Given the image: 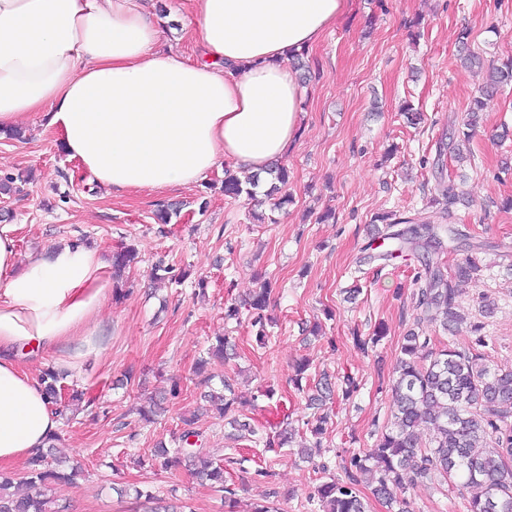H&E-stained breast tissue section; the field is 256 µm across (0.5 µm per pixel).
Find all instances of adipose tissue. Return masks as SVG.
Wrapping results in <instances>:
<instances>
[{
  "label": "adipose tissue",
  "instance_id": "adipose-tissue-1",
  "mask_svg": "<svg viewBox=\"0 0 512 512\" xmlns=\"http://www.w3.org/2000/svg\"><path fill=\"white\" fill-rule=\"evenodd\" d=\"M346 0H192L189 56L162 48L140 0H0V130L43 118L112 191H172L227 165L264 171L302 119L289 68ZM112 261L60 244L19 265L0 228V463L47 447L58 427L19 348L50 352L96 333Z\"/></svg>",
  "mask_w": 512,
  "mask_h": 512
}]
</instances>
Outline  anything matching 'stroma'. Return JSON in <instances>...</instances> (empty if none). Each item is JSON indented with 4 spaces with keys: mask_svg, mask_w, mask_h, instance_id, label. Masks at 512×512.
<instances>
[{
    "mask_svg": "<svg viewBox=\"0 0 512 512\" xmlns=\"http://www.w3.org/2000/svg\"><path fill=\"white\" fill-rule=\"evenodd\" d=\"M187 0H143L158 21L164 45L188 50L182 15L174 6ZM469 29V48L483 60L512 56V0H347L345 12L307 54L309 72L304 122L283 158L292 201L279 211L269 205V222L254 219L246 198L225 197L223 168L178 191L112 194L78 160L64 152L59 135L42 121L29 122L22 138L0 134V178L30 174L19 191L0 195V221L17 242L18 259L56 244L79 241L107 252L124 244L138 250L126 273L128 295L105 309L92 346L83 348L71 368L94 406L60 422L57 453L80 458L89 478L80 488L59 483L52 495L68 512H137L128 487L167 493L176 489L193 512H225L220 496L183 467H150L158 442H171L182 418L196 416L203 448L228 457L236 442L232 428L213 414H197L202 387L195 364L215 337H232L238 356L212 363L209 373L228 378L250 397L271 389L273 399L251 415L266 429L283 418L317 416L292 381L300 359L311 363L312 378L342 385L353 377L357 391L337 400L323 438L321 457L332 476L344 478V461L372 445L374 425H386L393 406L389 377L410 330L434 335L435 326L417 319L414 277L420 269L409 253L363 265L381 243L373 218L396 213L419 222L460 218L470 246L442 255L443 271L474 255L481 266L477 283L463 286L457 308L465 321L453 346L486 338L483 362L512 368V85L486 96L482 122L464 162L440 153L451 128L460 126L483 72H465L458 59L459 33ZM411 104L421 114L410 124L402 112ZM453 177L462 197L452 213L434 201L435 186ZM207 196L206 212L197 199ZM169 205L178 214L160 224L155 212ZM165 261L184 282L155 281L152 265ZM273 284L269 313L276 325L258 344L248 312L224 317L231 300L248 296L262 279ZM359 287L354 300L345 291ZM492 313H484V304ZM386 335L371 350L354 336ZM136 379L115 388L125 371ZM179 381L181 395L167 404L157 423L140 419L150 397ZM244 469L225 467L224 478L237 491L238 512H250L272 490L287 492L279 512H309V496L323 480L313 464L293 454L272 457L251 449ZM267 468L264 477L257 468ZM409 512H467L466 491L443 495L438 480L409 484Z\"/></svg>",
    "mask_w": 512,
    "mask_h": 512,
    "instance_id": "1",
    "label": "stroma"
}]
</instances>
